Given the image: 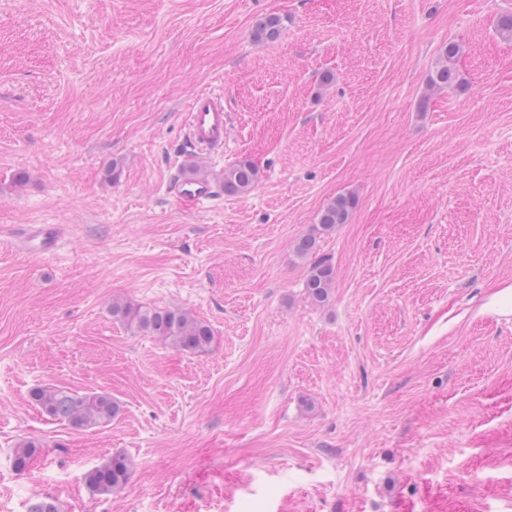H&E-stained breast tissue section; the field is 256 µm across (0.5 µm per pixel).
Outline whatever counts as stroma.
Returning a JSON list of instances; mask_svg holds the SVG:
<instances>
[{
	"instance_id": "1",
	"label": "stroma",
	"mask_w": 512,
	"mask_h": 512,
	"mask_svg": "<svg viewBox=\"0 0 512 512\" xmlns=\"http://www.w3.org/2000/svg\"><path fill=\"white\" fill-rule=\"evenodd\" d=\"M512 0H0V512H512ZM283 20L258 42L256 21ZM458 43L461 86L429 90ZM224 150L190 149L199 91ZM240 159L209 206L174 180ZM318 240L332 299L304 288ZM60 230L54 254L20 243ZM316 255V256H317ZM180 307L207 352L112 304ZM106 393L109 424L43 414L39 386ZM36 442L17 472L11 450ZM128 484L93 495L112 455ZM259 180V168L250 160H241L224 169L222 191L224 196H242L252 191ZM355 198L350 194H339L331 200L319 215V225L323 231H331L337 224L347 222L354 208ZM22 237L29 244V251L37 256H45L55 252L58 240V227L53 224H34L24 229ZM133 462L124 454H115L106 462L95 466L85 475L91 492L97 495H112L120 492L128 483Z\"/></svg>"
}]
</instances>
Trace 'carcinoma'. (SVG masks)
<instances>
[{
	"label": "carcinoma",
	"instance_id": "carcinoma-1",
	"mask_svg": "<svg viewBox=\"0 0 512 512\" xmlns=\"http://www.w3.org/2000/svg\"><path fill=\"white\" fill-rule=\"evenodd\" d=\"M280 28L281 19L278 16H265L256 23L253 38L257 41L273 40L279 35ZM460 52V45L454 42L441 47L428 77L430 88L442 89L459 84L455 64ZM259 180V168L249 160H241L224 169L222 191L226 196H242L252 191ZM354 205L355 198L352 195H337L319 215L321 229L331 231L336 225L346 223ZM334 281L335 271L330 261L325 258L315 260L305 281L308 298L319 306L328 304L332 298ZM112 316L136 332L154 336L179 350L202 352L213 342L210 326L179 307H132L116 301L112 303ZM31 399L45 415L66 421L76 428H91L108 423L120 412L118 404L105 394H79L62 388L40 387L32 391ZM38 450V444L33 441L20 442L13 451L14 468L19 472L24 471ZM132 466L129 457L115 454L89 470L85 482L94 494L117 493L128 483Z\"/></svg>",
	"mask_w": 512,
	"mask_h": 512
}]
</instances>
